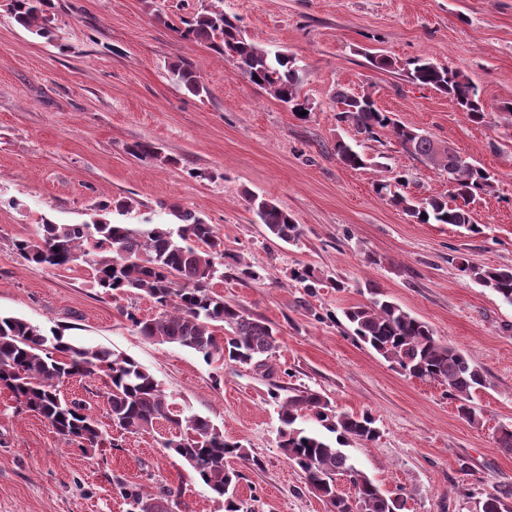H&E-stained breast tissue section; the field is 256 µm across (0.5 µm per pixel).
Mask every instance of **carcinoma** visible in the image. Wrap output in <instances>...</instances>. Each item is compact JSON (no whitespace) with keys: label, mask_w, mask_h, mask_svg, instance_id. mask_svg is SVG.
<instances>
[{"label":"carcinoma","mask_w":512,"mask_h":512,"mask_svg":"<svg viewBox=\"0 0 512 512\" xmlns=\"http://www.w3.org/2000/svg\"><path fill=\"white\" fill-rule=\"evenodd\" d=\"M50 8L51 0H13L12 16L20 26L49 38ZM181 24V36L231 58L251 83L273 99L296 112L306 110L300 101V68L295 57L253 43L222 9L206 8L182 19ZM409 65L413 82L447 95L470 122L485 123L486 105L478 86L467 75L426 58H417ZM170 72L191 94L206 92L190 63L174 64ZM336 100L337 122L351 124L367 140L393 137L408 153L447 171L455 182L448 195L417 203L379 181L375 192L380 198L419 224H452L474 234L482 232L473 221L472 204L494 191L492 173L457 153L440 154L430 135L398 122L366 93L340 88ZM334 150L344 165L354 169L365 166V155L351 144L339 140ZM248 203L270 237L288 244L300 239L301 225L277 203L255 194L249 195ZM172 215L180 222L175 231L161 224L132 228L99 222L94 239L87 224L46 222L39 225L36 237L20 239L14 247L25 259L48 267L87 264L107 292L149 296L157 308L154 317L140 319L133 312L126 317L150 340L191 350L207 363L218 358L226 363L267 366L277 347L276 328L211 290V282L228 259L237 264L243 278L252 279L255 273L239 256L224 249V239L214 225L190 210L175 208ZM460 268L512 305V267H478L462 262ZM371 294L369 303L343 311L354 336L402 374L446 386L448 396L457 402L458 415L476 423L472 393L484 385L478 367L456 347L440 340L426 322L381 298L379 289H371ZM99 375L106 378L107 403L115 426L137 434L154 429L161 420L168 421L174 431L161 441L162 448L199 477L214 498L224 503V512H244V502L236 494L243 474L230 462L249 459L248 449L227 439L224 431L206 418L183 419L174 413L160 383L133 358L108 349L78 347L63 341L59 332L47 335L23 318L0 315V386L12 393L21 408L38 414L56 434L84 450L102 447L111 440L103 435L86 404L65 399L60 386L69 379ZM280 412L278 448L301 470L308 490L330 507L329 512H401L403 501L383 493L343 449L351 440H377L378 430L370 415L337 413L322 395L306 390L284 399ZM305 414L336 434V442L298 426L297 420ZM341 479L350 484L354 495L337 491ZM175 504L170 490L159 497L133 495L135 512H173ZM481 512H512V508L504 503V496L489 493L482 500Z\"/></svg>","instance_id":"obj_1"}]
</instances>
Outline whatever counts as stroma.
<instances>
[{
  "label": "stroma",
  "instance_id": "1",
  "mask_svg": "<svg viewBox=\"0 0 512 512\" xmlns=\"http://www.w3.org/2000/svg\"><path fill=\"white\" fill-rule=\"evenodd\" d=\"M53 3L47 39L16 24L11 0H0V313L133 358L178 412L208 418L248 448L251 460L233 466L252 512L327 510L278 447L279 401L298 390L321 393L336 412L372 415L378 440L346 451L382 491L403 498V512H479L484 494L512 492V452L495 441L500 426H512V305L459 268L512 266V127L498 112L512 101V0H223L246 37L297 58L304 118L232 59L180 35L181 18L211 0ZM378 54L396 68L373 66ZM415 58L472 79L490 109L486 123L413 83ZM181 61L206 94L172 78L170 65ZM341 86L371 94L399 122L494 173V193L474 206L481 233L416 223L376 195V181L404 173L414 199L448 192L445 172L393 138L362 143L365 167L336 158V140L358 139L336 121ZM135 142L155 155H129ZM250 193L292 212L300 240L269 238ZM124 197L135 201L129 212L102 210ZM176 206L214 225L225 249L256 272L250 280L225 269L212 290L277 327L273 372L144 339L126 313L153 317L145 294L104 292L88 265L47 267L13 247L46 221L171 227ZM303 265L320 278L315 292L291 278ZM372 287L481 369L479 423L459 416L445 386L403 375L356 340L342 312ZM62 392L84 400L116 446L81 450L0 388V512H132L129 491L168 489L178 495L174 512H224L157 444L167 422L144 434L116 428L99 377L70 380Z\"/></svg>",
  "mask_w": 512,
  "mask_h": 512
}]
</instances>
